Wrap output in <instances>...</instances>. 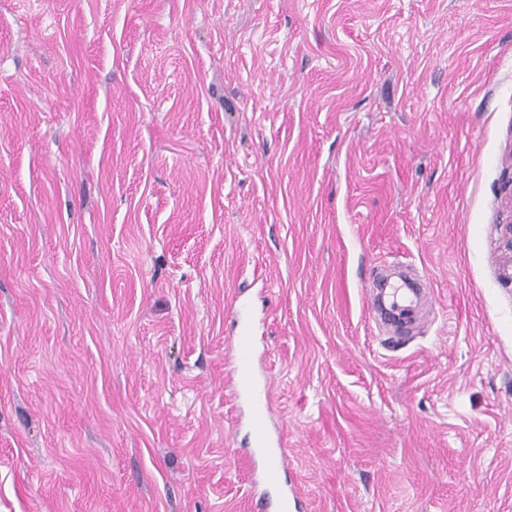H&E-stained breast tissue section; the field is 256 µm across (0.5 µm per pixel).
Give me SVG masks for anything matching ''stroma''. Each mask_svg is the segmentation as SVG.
<instances>
[{"mask_svg":"<svg viewBox=\"0 0 512 512\" xmlns=\"http://www.w3.org/2000/svg\"><path fill=\"white\" fill-rule=\"evenodd\" d=\"M509 167L512 0H0V512H251L240 291L308 512H512Z\"/></svg>","mask_w":512,"mask_h":512,"instance_id":"1","label":"stroma"}]
</instances>
